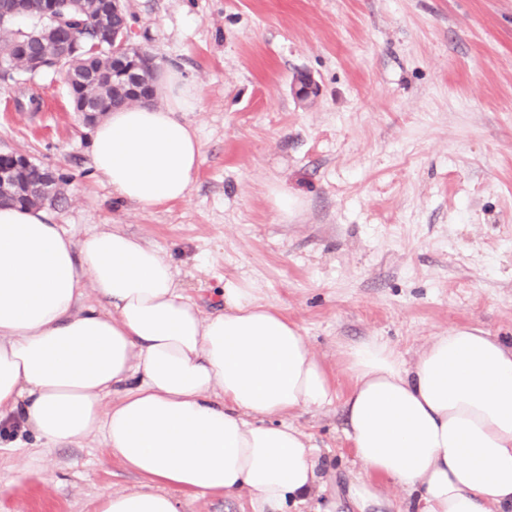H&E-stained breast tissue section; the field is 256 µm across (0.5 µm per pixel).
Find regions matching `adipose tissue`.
<instances>
[{"label":"adipose tissue","instance_id":"obj_1","mask_svg":"<svg viewBox=\"0 0 512 512\" xmlns=\"http://www.w3.org/2000/svg\"><path fill=\"white\" fill-rule=\"evenodd\" d=\"M154 95L91 134L94 171L141 206L185 199L201 162L183 118L196 87L170 68ZM221 300L204 313L171 255L121 229L77 241L45 209L0 206V424L50 446L100 439L141 478L93 512H180L182 492H246L253 512H287L321 480L290 417L337 402L362 470L347 486L357 512L381 506V478L405 491L396 512H512V345L452 329L409 363L373 338L346 350L340 400L299 328L254 289Z\"/></svg>","mask_w":512,"mask_h":512}]
</instances>
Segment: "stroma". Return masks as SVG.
Returning <instances> with one entry per match:
<instances>
[{
	"label": "stroma",
	"mask_w": 512,
	"mask_h": 512,
	"mask_svg": "<svg viewBox=\"0 0 512 512\" xmlns=\"http://www.w3.org/2000/svg\"><path fill=\"white\" fill-rule=\"evenodd\" d=\"M125 7L131 43L199 91L185 119L201 163L184 200L115 202L61 74L0 79V151L66 180L54 223L78 241L115 224L167 250L208 313L224 285L254 289L299 326L341 397L358 342L409 362L455 328L512 343V0ZM301 74L317 88L306 100ZM293 422L327 463L301 512H354L339 407ZM140 482L95 438L47 449L21 432L0 447V512H91Z\"/></svg>",
	"instance_id": "35a3bbf8"
}]
</instances>
